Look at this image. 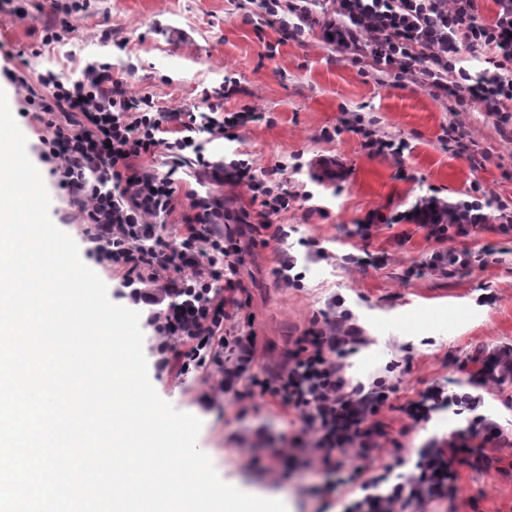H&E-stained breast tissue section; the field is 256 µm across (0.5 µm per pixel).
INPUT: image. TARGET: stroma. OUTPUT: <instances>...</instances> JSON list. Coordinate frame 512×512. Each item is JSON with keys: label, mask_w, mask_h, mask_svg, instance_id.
I'll list each match as a JSON object with an SVG mask.
<instances>
[{"label": "stroma", "mask_w": 512, "mask_h": 512, "mask_svg": "<svg viewBox=\"0 0 512 512\" xmlns=\"http://www.w3.org/2000/svg\"><path fill=\"white\" fill-rule=\"evenodd\" d=\"M42 2L32 0L19 24L0 15L6 46L38 42L48 16ZM71 21L74 33L31 60L32 69L51 68L66 79L72 60L108 62L129 90L150 93L170 107L199 106L203 91L234 77L239 92L227 109L249 106L267 116L238 132L257 170L288 165L292 183L322 206L317 214L297 205L276 219L291 242L313 239L332 255L328 262L307 261L303 287L287 288L275 275L279 245L251 216L245 189L212 187L215 198L245 215L239 278L260 363L287 360L295 340L315 327L334 295L344 298L368 340L349 359L353 381L369 382L384 375L391 360L410 357L409 372L398 377L401 402L426 383L465 379L462 367L477 350L512 343V240L480 231L455 246L475 253L494 246L486 264L451 275L423 269L409 278L406 268L421 265L432 250L417 225L378 224L366 240L348 235L367 212L404 211L427 194L454 199L478 188L512 198V142L503 141L483 113L449 111L447 102L411 84L377 83L361 73L351 53L326 49L317 28L307 29L301 40L284 39L250 0H85ZM358 113L377 116L379 134L408 140L411 179L398 177L392 160L362 149L359 136L346 127ZM452 122L471 129L487 160L472 164L448 146L444 131ZM326 128L335 129L334 138H323ZM25 136L27 155L49 187L52 222L75 240L82 261L106 284L109 299L118 301L120 283L90 255L88 233L72 221L67 196L53 188V164L40 158L37 135L29 130ZM298 155L306 161L337 158L350 176L339 186L311 181L308 170H293ZM382 251L389 261L379 268L349 269L338 261L348 252ZM149 379L162 399L201 420L197 446L224 482L251 495L283 498L287 512H319L312 491L324 482L325 470L308 450L281 455L296 429L269 401L243 396L206 411L200 406L209 387L205 374L185 379L153 371ZM457 471L450 498L427 504L424 512H512V473L467 464Z\"/></svg>", "instance_id": "stroma-1"}]
</instances>
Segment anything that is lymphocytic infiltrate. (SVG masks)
<instances>
[{
  "label": "lymphocytic infiltrate",
  "mask_w": 512,
  "mask_h": 512,
  "mask_svg": "<svg viewBox=\"0 0 512 512\" xmlns=\"http://www.w3.org/2000/svg\"><path fill=\"white\" fill-rule=\"evenodd\" d=\"M253 2L288 39L302 38L306 26L317 23L326 47L352 53L378 82L420 86L453 112H483L512 140V0H494L488 19L479 0H329L318 18L317 0ZM4 74L23 97L24 119L39 130L41 157L57 162L51 175L87 224L92 255L119 279L125 298L148 305L144 325L156 372H205L207 408L245 393L271 400L299 422L306 448L331 476L318 494L337 500L341 512H406L445 499L456 465L499 468L497 451L512 447V433L482 413L480 392L512 377L511 347L474 356L466 390L432 382L398 404L397 388L386 378L355 384L347 377V357L367 339L343 299H333L322 326L299 337L287 361L274 368L259 364L253 331L243 325L225 330L247 305L242 250L232 216L219 202L195 195L180 211L185 166L195 176L244 187L258 207L259 226L282 244L288 233L273 216L313 198L291 185L283 168L258 172L250 154L236 147L238 129L263 115L225 108L235 80L207 93L199 109L161 106L150 94L128 91L110 63L96 60L67 80L51 70L32 74L25 65ZM376 124L358 115L348 126L368 155L392 159L406 173L408 142L377 134ZM221 139L232 149L218 158L208 154V145ZM160 158L166 171L155 166ZM176 213L181 232L163 238ZM402 223L424 229L435 244L430 267L452 273L476 262L472 251L453 249L452 241L487 227L512 239V202L425 195L402 212L370 211L352 234L366 239L374 225ZM391 409L403 418L395 433L383 418ZM448 410L465 416L466 427L433 436L415 457H402V438Z\"/></svg>",
  "instance_id": "f902f5d3"
}]
</instances>
